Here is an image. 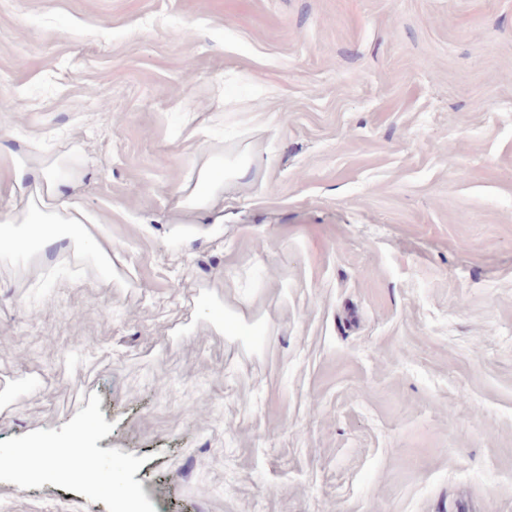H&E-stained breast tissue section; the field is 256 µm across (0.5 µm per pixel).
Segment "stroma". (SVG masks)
I'll list each match as a JSON object with an SVG mask.
<instances>
[{"label":"stroma","mask_w":512,"mask_h":512,"mask_svg":"<svg viewBox=\"0 0 512 512\" xmlns=\"http://www.w3.org/2000/svg\"><path fill=\"white\" fill-rule=\"evenodd\" d=\"M0 151L114 246L0 256V512H512V0H0ZM251 160L242 156L234 162H225L224 169L216 167L212 162H206L198 173L192 187L180 186L172 192L181 197L180 205L192 212H208L213 209L220 198L227 179L244 177L249 171ZM40 458L46 468L54 469L65 474L74 473L80 466L75 464L81 456L70 457L66 453H60V448L40 450Z\"/></svg>","instance_id":"35a3bbf8"}]
</instances>
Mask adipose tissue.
Returning <instances> with one entry per match:
<instances>
[{
  "label": "adipose tissue",
  "instance_id": "obj_1",
  "mask_svg": "<svg viewBox=\"0 0 512 512\" xmlns=\"http://www.w3.org/2000/svg\"><path fill=\"white\" fill-rule=\"evenodd\" d=\"M250 164L251 160L246 156L221 168L211 162L205 163L194 185L178 187L182 207L192 212L213 209L225 180L244 177ZM6 173L12 187L26 194L27 204L0 221V255L72 246L96 257L103 267H111V244L91 231V217L68 193L70 187L80 183V171L56 161H33L11 163Z\"/></svg>",
  "mask_w": 512,
  "mask_h": 512
}]
</instances>
